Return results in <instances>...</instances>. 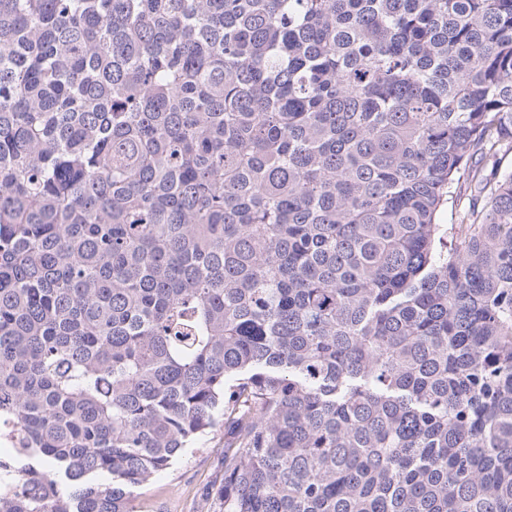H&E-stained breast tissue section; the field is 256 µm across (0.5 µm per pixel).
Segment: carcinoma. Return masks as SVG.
<instances>
[{
	"mask_svg": "<svg viewBox=\"0 0 512 512\" xmlns=\"http://www.w3.org/2000/svg\"><path fill=\"white\" fill-rule=\"evenodd\" d=\"M511 150L512 0H0V512H512ZM190 448L172 469L159 472L139 490L136 512H196L207 488L219 475L224 458V429L217 428Z\"/></svg>",
	"mask_w": 512,
	"mask_h": 512,
	"instance_id": "1",
	"label": "carcinoma"
}]
</instances>
